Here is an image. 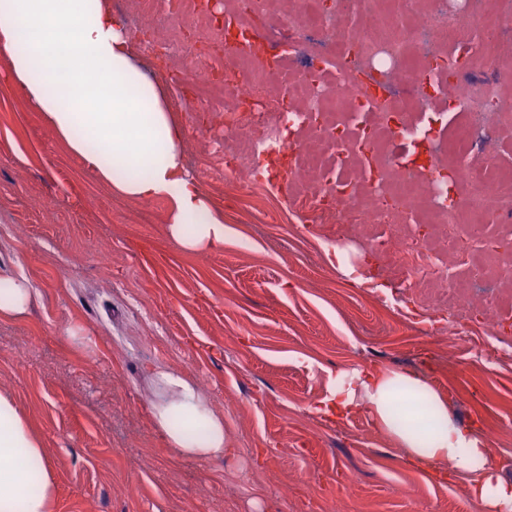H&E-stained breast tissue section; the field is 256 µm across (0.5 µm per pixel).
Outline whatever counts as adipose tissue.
Instances as JSON below:
<instances>
[{
	"mask_svg": "<svg viewBox=\"0 0 512 512\" xmlns=\"http://www.w3.org/2000/svg\"><path fill=\"white\" fill-rule=\"evenodd\" d=\"M0 56L31 107L81 166L113 193L170 202L166 232L181 251L224 244V215L186 167L182 128L166 91L132 56V38L108 0H0ZM36 292L0 274V320L23 317ZM162 397L152 430L176 458H223L224 417L184 373L157 367ZM363 409L415 464L448 466L466 477L483 512H512V482L496 467L489 440L458 425L448 400L412 373L361 368L340 375L318 414L345 419ZM57 484L26 412L0 393V512H55Z\"/></svg>",
	"mask_w": 512,
	"mask_h": 512,
	"instance_id": "ef3b65f1",
	"label": "adipose tissue"
}]
</instances>
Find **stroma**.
Returning <instances> with one entry per match:
<instances>
[{
    "label": "stroma",
    "mask_w": 512,
    "mask_h": 512,
    "mask_svg": "<svg viewBox=\"0 0 512 512\" xmlns=\"http://www.w3.org/2000/svg\"><path fill=\"white\" fill-rule=\"evenodd\" d=\"M133 56L160 76L183 128L192 173L213 164L201 102L173 81L181 60L162 43ZM224 213L223 249L183 253L166 233L169 202L112 195L84 170L26 101L0 58V273L38 293L27 317L0 322V392L42 437L58 485L55 512H480L462 479L439 485L408 464L366 412L338 422L314 413L341 372H415L450 400L457 423H478L512 480V337L488 347L489 321L512 327V288L449 334L448 286L466 278L433 240L444 288L410 287L335 225L315 233L278 174L239 198L229 176L202 182ZM368 274L352 283L337 251ZM93 340L74 353L65 330ZM157 366L188 374L207 395L236 455L170 457L148 413Z\"/></svg>",
    "instance_id": "obj_1"
}]
</instances>
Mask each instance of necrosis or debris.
<instances>
[{
    "instance_id": "4bbe7bcc",
    "label": "necrosis or debris",
    "mask_w": 512,
    "mask_h": 512,
    "mask_svg": "<svg viewBox=\"0 0 512 512\" xmlns=\"http://www.w3.org/2000/svg\"><path fill=\"white\" fill-rule=\"evenodd\" d=\"M268 2L236 0L230 17L274 22L288 35L289 55L302 61L296 72L271 71L245 49L220 44L226 30L213 17L165 44L170 55L188 62L197 87L223 89V102L207 104L209 123L234 141L224 169L237 175L239 190L263 192L271 181L267 158L285 159L289 174L314 184L301 207L323 224L349 211L364 250L391 256L416 284L444 275L423 249L438 234L449 250L462 252L470 287L511 285L512 262L501 260L500 250L512 246V236H483L479 229L512 213V171L490 164L469 169L455 160L512 117L501 80L470 79L476 58L466 37L467 29H483L486 47H493L512 27V14L488 22L481 0H461L454 12L447 0H433L427 11L416 9L414 0H304L274 18ZM372 7L379 22L347 33L342 18ZM398 81L405 89L397 99L377 95V87ZM451 84L461 92L450 98ZM437 102L457 114L452 127L427 121ZM425 142L434 158L426 178L407 162ZM348 143L369 170L364 184L340 171L326 173ZM402 224L414 225V234L399 236Z\"/></svg>"
}]
</instances>
